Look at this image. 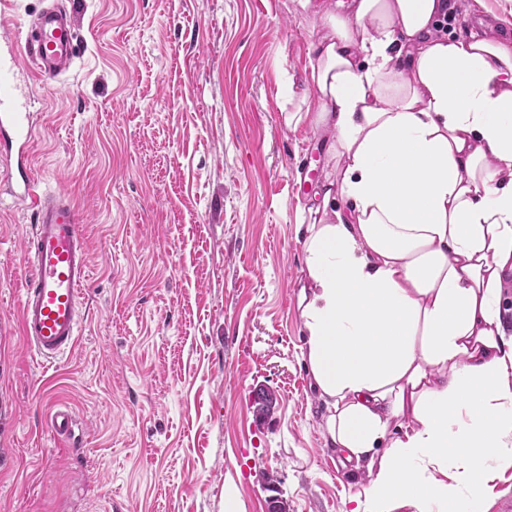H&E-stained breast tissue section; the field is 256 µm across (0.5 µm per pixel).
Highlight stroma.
<instances>
[{
	"mask_svg": "<svg viewBox=\"0 0 512 512\" xmlns=\"http://www.w3.org/2000/svg\"><path fill=\"white\" fill-rule=\"evenodd\" d=\"M79 55L27 91L41 191L84 213L75 347L48 363L18 327L28 204L0 162V512H349L362 478L324 446L302 357L298 207L330 170L309 93L320 38L296 0H64ZM448 34L503 33L507 0H448ZM275 401L257 415L255 395ZM83 424L75 451L50 403Z\"/></svg>",
	"mask_w": 512,
	"mask_h": 512,
	"instance_id": "35a3bbf8",
	"label": "stroma"
}]
</instances>
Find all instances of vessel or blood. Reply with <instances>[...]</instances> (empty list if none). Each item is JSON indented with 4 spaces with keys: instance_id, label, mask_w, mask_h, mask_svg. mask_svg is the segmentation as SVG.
<instances>
[{
    "instance_id": "1",
    "label": "vessel or blood",
    "mask_w": 512,
    "mask_h": 512,
    "mask_svg": "<svg viewBox=\"0 0 512 512\" xmlns=\"http://www.w3.org/2000/svg\"><path fill=\"white\" fill-rule=\"evenodd\" d=\"M10 35L0 36V159L9 165L11 197L35 210L36 222L27 241L31 274L25 280L18 310L19 328L33 352L51 360L76 344L80 305L90 279L83 216L66 195L38 193L29 146L36 125L28 112L26 92L17 82L21 67L40 81H54L74 63L78 33L63 8L45 10L23 52ZM52 432L75 439L77 419L72 411L56 409L48 416Z\"/></svg>"
}]
</instances>
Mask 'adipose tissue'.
<instances>
[{"label":"adipose tissue","mask_w":512,"mask_h":512,"mask_svg":"<svg viewBox=\"0 0 512 512\" xmlns=\"http://www.w3.org/2000/svg\"><path fill=\"white\" fill-rule=\"evenodd\" d=\"M446 0H298L335 176L303 238L304 356L351 512H476L512 467V37H448ZM501 315L507 335L512 334V269L508 268L502 277Z\"/></svg>","instance_id":"1"}]
</instances>
